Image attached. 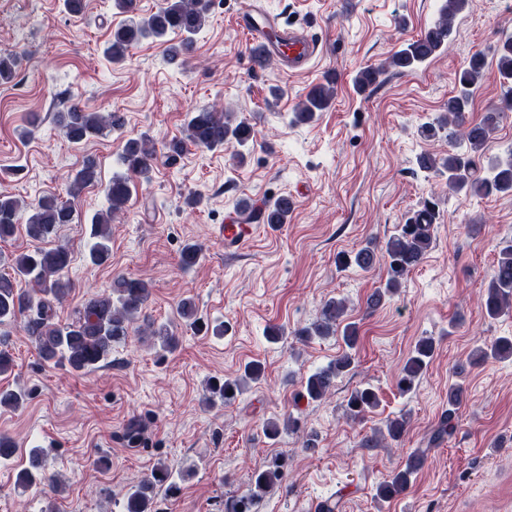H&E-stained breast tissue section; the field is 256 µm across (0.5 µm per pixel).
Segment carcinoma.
<instances>
[{"label":"carcinoma","mask_w":512,"mask_h":512,"mask_svg":"<svg viewBox=\"0 0 512 512\" xmlns=\"http://www.w3.org/2000/svg\"><path fill=\"white\" fill-rule=\"evenodd\" d=\"M468 0H443L438 19L421 35L406 42L385 65L368 67L358 72L355 85L365 89L378 82L386 70L399 72L415 69L425 63L446 43L453 31L458 14L466 8ZM114 5L128 21L112 31L104 49L112 62L123 60L126 51L146 39L163 40L174 34L180 37L176 44L168 46L169 60L176 62L188 55L197 35L208 21L213 0H160L156 11L143 16L137 0H114ZM496 73L502 89L498 106L485 112L482 120L466 124V112L470 111L473 93L485 78V61L482 55H473L468 64L455 72L454 95L448 98L446 111L435 120L419 127L424 139H434L446 133L448 154L442 157L423 155L419 157L420 168L445 178L448 190L463 197L489 196L493 194L512 196V149L504 159H496L487 166L480 165L482 150L499 125L501 115L512 112V33L503 32L496 45ZM336 95L334 81L326 79L314 86L292 112L291 122L303 124L312 121L317 113L328 109ZM56 123L73 143H81L91 136L106 130L119 128L120 116L115 112H89L80 103H73L66 111L56 115ZM255 130L252 119L234 117L232 112L204 108L190 114L184 137L168 145L167 161L173 163L191 143L207 149L224 147L234 142L241 150L234 155L235 161L245 160V149L253 145ZM126 175L116 176L109 183L106 196L108 208L97 215L90 226L91 239L87 258L93 265L107 263L111 256L109 227L127 210L132 195L134 180L148 181L157 161V151L148 135L126 140L121 153ZM97 180V166L92 159L83 161L69 185V194L77 196L80 190ZM31 214L25 222L29 239L44 242L62 224L72 223L75 209L71 202L61 201L54 195L40 197L30 206ZM236 211L248 224H285L292 212L288 199L281 196L267 200L257 206L246 199L236 203ZM20 204L13 197L0 194V240L5 241L16 234L19 224ZM436 223V212L432 205L424 204L406 223L399 224L383 246L369 241L355 252H341L336 263L341 267L356 266L362 270L381 261L386 267L387 280L384 290L375 292L370 306L376 307L392 295L403 279L423 261L432 243V228ZM201 259V248L186 244L180 252V266L188 270ZM71 254L63 246L37 247L29 252L14 254L8 259L9 273L0 274V325L13 323L26 317L24 330L36 345L38 354L46 362L59 363L77 374H86L103 364L112 354V347L130 336L134 325L142 317L150 299L147 283L135 278L119 275L112 280L108 293L90 299L78 309L70 322L61 324L56 320L55 304L70 292V281L63 272L69 267ZM484 309L486 315L496 319L512 312V240L501 243L498 258L492 266L485 290ZM347 302L343 298L327 300L319 318L311 326L300 331V336H329L341 332L346 346L344 353L336 357L327 367L309 374L304 382L302 396L310 400H321L336 385V379L352 368L358 342V328L344 322ZM177 316L182 322L196 328L209 330L215 336L227 332L223 323L211 326L201 320L194 301L183 299L177 306ZM143 332L153 337L154 345L167 352L176 346L172 325L169 323H145ZM434 353V344L429 339L417 342L413 353L405 362L397 378V387L402 393L414 389L416 382L426 370ZM487 358L511 359L512 338L499 337L477 348L471 360L474 363ZM264 366L253 361L244 370L240 379L213 380L208 384V400L219 399L231 403L248 380L259 379ZM463 399V387L454 384L448 389V411L432 432L428 444L436 446L450 436L455 429V419ZM378 406V397L369 387H358L346 398V414L352 421L365 417ZM404 417L387 420L386 436L399 440L406 430ZM425 451L420 450L395 470L390 479L377 488L378 495L391 498L404 493L413 481L416 472L423 466ZM287 478L285 463L272 459L264 468L252 473L248 489L239 495L224 499V512H255V507L264 496L281 486ZM46 481L44 455L33 452L29 465L16 476V484L26 489H37ZM164 486L168 496H177L181 488L172 478L169 467L157 463L134 489L126 495L124 512H160L155 508V489Z\"/></svg>","instance_id":"obj_1"}]
</instances>
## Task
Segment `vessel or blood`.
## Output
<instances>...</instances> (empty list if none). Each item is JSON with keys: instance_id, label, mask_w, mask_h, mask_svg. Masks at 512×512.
<instances>
[{"instance_id": "obj_1", "label": "vessel or blood", "mask_w": 512, "mask_h": 512, "mask_svg": "<svg viewBox=\"0 0 512 512\" xmlns=\"http://www.w3.org/2000/svg\"><path fill=\"white\" fill-rule=\"evenodd\" d=\"M236 25L245 34L249 46L277 59L286 74L303 73L320 48L318 39L312 35L280 26L272 15L251 6L237 14ZM251 234V225L225 224L224 246L228 249L241 247Z\"/></svg>"}]
</instances>
